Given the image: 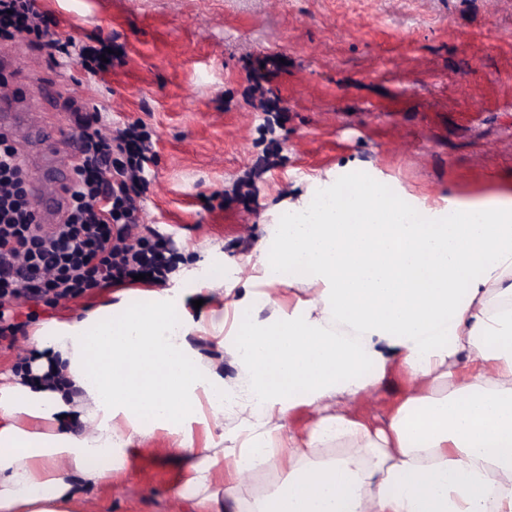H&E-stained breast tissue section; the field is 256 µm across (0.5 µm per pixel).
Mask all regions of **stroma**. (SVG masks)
Listing matches in <instances>:
<instances>
[{"mask_svg":"<svg viewBox=\"0 0 512 512\" xmlns=\"http://www.w3.org/2000/svg\"><path fill=\"white\" fill-rule=\"evenodd\" d=\"M63 34L113 47L97 78L26 39L0 47L8 100L32 125L65 121V101L156 142L142 230L176 256L166 287L200 314L241 298L277 207L352 165L356 182L409 200L499 190L512 172V0H37ZM219 260L217 292L185 272ZM97 289L14 307L28 330L81 317ZM0 347V375L30 367L29 337ZM400 367L368 397L384 417L411 389ZM178 424L136 437L85 512H200Z\"/></svg>","mask_w":512,"mask_h":512,"instance_id":"1","label":"stroma"}]
</instances>
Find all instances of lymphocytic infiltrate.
Masks as SVG:
<instances>
[{
	"label": "lymphocytic infiltrate",
	"mask_w": 512,
	"mask_h": 512,
	"mask_svg": "<svg viewBox=\"0 0 512 512\" xmlns=\"http://www.w3.org/2000/svg\"><path fill=\"white\" fill-rule=\"evenodd\" d=\"M36 0H0V39L32 36L61 58L77 57L91 74L106 72L102 49L59 33ZM80 150L65 189L58 224L45 227L27 190L21 151L0 136V339L19 329L8 306L13 299L58 302L138 274L163 281L173 258L164 238L139 234L151 136L131 123L112 129L101 112L67 103Z\"/></svg>",
	"instance_id": "lymphocytic-infiltrate-1"
}]
</instances>
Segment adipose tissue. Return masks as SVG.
Segmentation results:
<instances>
[{
	"mask_svg": "<svg viewBox=\"0 0 512 512\" xmlns=\"http://www.w3.org/2000/svg\"><path fill=\"white\" fill-rule=\"evenodd\" d=\"M273 222L253 279L307 296L268 297V315L237 329L234 382L186 341L221 338L223 309L193 319L169 288L147 307L121 289L37 328L69 385L0 388V512H80L68 471L108 484L135 434L175 422L196 484L224 467L208 503L236 512H512V182L433 208L332 174ZM395 361L417 386L369 425L348 405ZM300 407L317 415L296 431ZM226 416L238 424L217 457L191 431ZM74 418L89 430L70 431ZM245 456L288 474L244 495Z\"/></svg>",
	"mask_w": 512,
	"mask_h": 512,
	"instance_id": "ef3b65f1",
	"label": "adipose tissue"
}]
</instances>
